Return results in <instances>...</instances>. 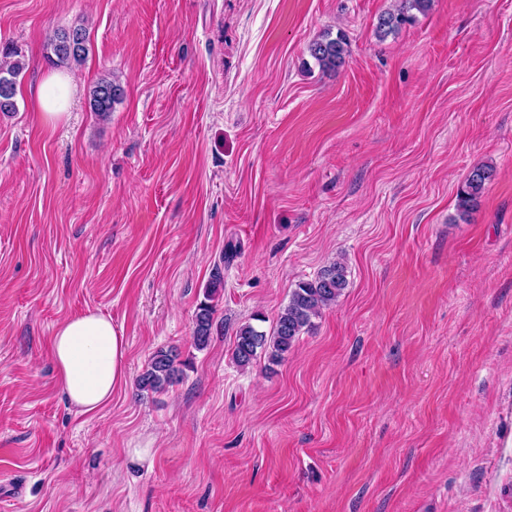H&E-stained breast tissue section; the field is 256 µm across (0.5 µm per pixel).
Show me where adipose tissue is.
<instances>
[{
  "mask_svg": "<svg viewBox=\"0 0 512 512\" xmlns=\"http://www.w3.org/2000/svg\"><path fill=\"white\" fill-rule=\"evenodd\" d=\"M75 82L49 75L37 92L39 115L53 126L70 106ZM51 353L57 377L70 402L81 413H93L112 400L128 375V345L111 319L97 311L71 315L56 327Z\"/></svg>",
  "mask_w": 512,
  "mask_h": 512,
  "instance_id": "ef3b65f1",
  "label": "adipose tissue"
}]
</instances>
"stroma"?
<instances>
[{
    "label": "stroma",
    "instance_id": "stroma-1",
    "mask_svg": "<svg viewBox=\"0 0 512 512\" xmlns=\"http://www.w3.org/2000/svg\"><path fill=\"white\" fill-rule=\"evenodd\" d=\"M396 5L0 0L25 63L0 116V512H512V0H433L378 37ZM79 25L90 52L47 129L46 45ZM337 31L327 71L307 46ZM105 75L125 96L102 120ZM336 259L347 287L285 359L237 366L239 327L272 332ZM87 310L128 344L94 414L49 350ZM170 347L181 380L139 391ZM347 39L342 32H337L335 38L330 33L312 41L307 51L318 66L324 70H338L345 63ZM124 89L110 76L100 78L89 93V107L101 119H106L114 106L121 102ZM494 177L495 169L490 165L473 167L457 191L458 209L462 214L477 204ZM215 310L213 305L203 302L195 316L194 341L198 348H205L210 342L214 325Z\"/></svg>",
    "mask_w": 512,
    "mask_h": 512
}]
</instances>
